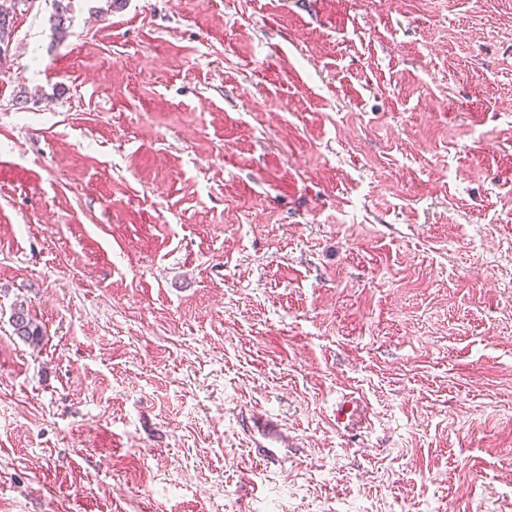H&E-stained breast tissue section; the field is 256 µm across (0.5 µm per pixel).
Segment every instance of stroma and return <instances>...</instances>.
Instances as JSON below:
<instances>
[{"instance_id":"obj_1","label":"stroma","mask_w":512,"mask_h":512,"mask_svg":"<svg viewBox=\"0 0 512 512\" xmlns=\"http://www.w3.org/2000/svg\"><path fill=\"white\" fill-rule=\"evenodd\" d=\"M64 3L0 63V512H512V0ZM12 326L17 336L31 344H38L44 337V331L23 304L15 305L11 314Z\"/></svg>"}]
</instances>
